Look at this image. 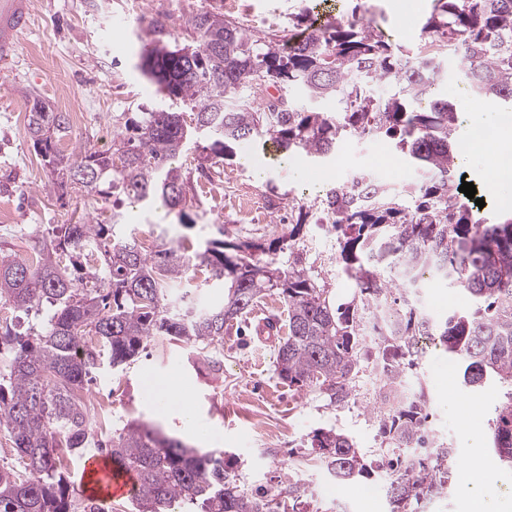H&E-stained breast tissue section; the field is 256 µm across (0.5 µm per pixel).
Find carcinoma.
<instances>
[{"instance_id": "obj_1", "label": "carcinoma", "mask_w": 512, "mask_h": 512, "mask_svg": "<svg viewBox=\"0 0 512 512\" xmlns=\"http://www.w3.org/2000/svg\"><path fill=\"white\" fill-rule=\"evenodd\" d=\"M149 27L156 44L140 63L142 74L163 99L190 109L195 126L187 128L181 112L150 108L129 119L115 151L67 155L57 142L68 118L34 98L29 137L57 172L59 196L71 185L94 201L118 190L182 219L193 202L176 162L195 135L210 142L203 147L210 151L206 161L230 157L232 145L250 140L287 156L323 159L348 135L379 139L418 169L421 180L395 192L367 174L327 190L321 228L336 239L340 269L355 286L352 300L338 306L295 250L303 218L267 247L207 242L195 257L209 267L207 280L224 288V303L205 308L170 301L190 259L164 238L144 252L117 233V213L110 224L86 217L52 226L50 239L35 243L32 260L0 249V303L41 316L24 333L11 322L0 326V434L12 452L0 464V512H72L69 462L89 448L137 476L135 512H278L288 501L308 505L289 477L272 492L248 493L222 456L189 450L143 424L102 422L86 398L95 372L133 360L152 338L165 336L200 355L224 339L225 325L274 294L288 305L279 377L338 406L349 402L369 357L360 311L371 308L393 324L374 346L380 403L388 407L380 431L397 449L387 477L390 512H408L412 500L445 492L453 475L452 449L426 432L424 391L408 405L395 399L425 337L459 365L465 387L507 389L490 439L512 466V217L491 222L463 201L454 138L460 115L437 93L451 54L472 94L495 105L512 102V0H437L422 27L443 48L436 57L405 51L376 27L332 18L311 24L291 44L256 39L209 11L191 19L188 43H169L159 18ZM384 85L394 92L378 94ZM295 88L311 99L336 98L338 111L304 109L291 96ZM285 249L286 270L258 255ZM426 275L458 287L469 307L432 319L416 294ZM83 337L92 346L79 353ZM311 448L339 485L376 470L343 431H318Z\"/></svg>"}]
</instances>
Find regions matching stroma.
<instances>
[{
	"instance_id": "1",
	"label": "stroma",
	"mask_w": 512,
	"mask_h": 512,
	"mask_svg": "<svg viewBox=\"0 0 512 512\" xmlns=\"http://www.w3.org/2000/svg\"><path fill=\"white\" fill-rule=\"evenodd\" d=\"M238 0H35L30 30L19 53L0 64V248L27 253L35 235L49 225L70 224L85 212L99 222L110 223L113 211L124 216V230L133 237L163 236L174 244H199L225 236L264 244L289 233L292 212L318 213L330 184L314 181L315 169L346 179L362 169L385 184L407 186L421 177L397 153L388 161L378 158L377 141L346 137L335 154L322 162L303 156L267 159L259 144L240 145L236 157L199 169V150H190L179 163L188 178V192L196 205L190 210V226L180 224L176 213L161 204H133L124 196L89 205L77 188L58 195L52 176L36 153L26 131L28 102L39 97L57 112L68 115V129L57 143L66 153L85 146L111 150L118 133L134 112L157 106L161 98L155 85L136 64L150 44L148 22L165 19L176 39H183L189 20L208 10L236 20ZM252 17L246 29L256 38L278 36L295 41L306 28V17L357 19L383 30L395 42L418 43L421 28L433 11V0H245ZM443 96L463 109L456 131L465 141L472 112L465 106L472 95L458 61L447 58ZM462 173L473 182L485 201L486 216H512L504 205V192L487 176L481 156L463 163ZM224 190L215 200L203 192L206 180ZM296 248L318 280L331 288L339 303L350 302L353 284L336 259L334 239L306 225L296 238ZM421 303L434 317L466 307L467 298L448 282L427 279ZM286 319L282 298L260 299L241 321L224 330V339L209 352L223 369L213 374L197 356L162 338L152 339L134 361L117 369L101 370L91 392L112 391V418L137 421L159 428L169 437L202 451H223L231 456L239 485L245 491L276 486L279 477L301 472L304 480L319 486L313 506L338 502L342 512H388L383 475L371 479L377 495L359 498L358 484L337 487L324 468L308 463L315 454L312 435L336 428L351 435L360 453L377 464L391 456L382 447L379 425L372 413L378 405L377 390L369 374L356 380L352 399L345 405L330 403L316 391L289 388L275 371V344H260L259 320ZM419 364L410 383H423L429 399L428 428L453 448L459 464H468L474 449H481L480 468L488 481L465 492L461 476L435 497L430 512H471L474 502L484 501L491 512H512V467L504 465L492 450L489 426L504 391L491 387L472 392L448 375V356L432 342L421 344ZM175 380L185 387L183 400L167 405L148 393L152 379Z\"/></svg>"
}]
</instances>
